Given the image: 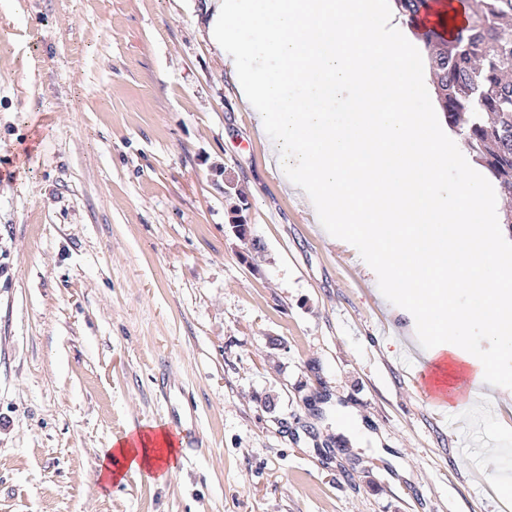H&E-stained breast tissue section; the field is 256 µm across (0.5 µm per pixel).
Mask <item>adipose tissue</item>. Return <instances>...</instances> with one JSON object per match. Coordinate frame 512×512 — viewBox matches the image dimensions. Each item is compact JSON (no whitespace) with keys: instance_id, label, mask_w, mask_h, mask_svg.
Returning a JSON list of instances; mask_svg holds the SVG:
<instances>
[{"instance_id":"obj_1","label":"adipose tissue","mask_w":512,"mask_h":512,"mask_svg":"<svg viewBox=\"0 0 512 512\" xmlns=\"http://www.w3.org/2000/svg\"><path fill=\"white\" fill-rule=\"evenodd\" d=\"M211 8L209 33L216 48L236 43L224 66L240 73L242 102L262 109L259 131L292 193L326 223L346 217L342 246L364 253L366 274L397 297V314L420 316L430 338L423 354L447 357L459 406L512 405V377L498 376L461 333L472 325L512 347V278L498 273L500 242L480 225L485 178L453 187L441 178L449 162L470 163L463 138L440 137L438 102L410 107L426 77L413 58L423 43L386 0H211ZM259 50L275 69L253 66ZM339 99L341 123L325 110ZM139 442L118 448L127 470L174 471L150 436ZM114 455L98 465L108 483L118 477Z\"/></svg>"}]
</instances>
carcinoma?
<instances>
[{"mask_svg": "<svg viewBox=\"0 0 512 512\" xmlns=\"http://www.w3.org/2000/svg\"><path fill=\"white\" fill-rule=\"evenodd\" d=\"M428 2L394 0L410 22ZM469 10L453 38L424 33L431 83L448 127L512 198V0H473Z\"/></svg>", "mask_w": 512, "mask_h": 512, "instance_id": "cac0c4a2", "label": "carcinoma"}]
</instances>
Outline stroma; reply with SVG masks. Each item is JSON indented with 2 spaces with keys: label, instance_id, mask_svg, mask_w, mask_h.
<instances>
[{
  "label": "stroma",
  "instance_id": "stroma-1",
  "mask_svg": "<svg viewBox=\"0 0 512 512\" xmlns=\"http://www.w3.org/2000/svg\"><path fill=\"white\" fill-rule=\"evenodd\" d=\"M205 5L0 0V512H512V464L459 446L512 448V411L423 401L408 320L270 162ZM161 367L202 452L104 484L164 421ZM225 188H224V194L227 198H236L239 202L238 204H233L230 207V211L233 210L235 213L231 212V222L229 224L230 232L239 240L243 242H247L250 244L252 240L259 239L257 236H255L252 233L251 225L247 223L246 218L242 216L243 211L248 210V203L246 199V196L244 192L238 188V193H235V196L232 193V189L235 188V184L232 180L225 179L224 180ZM245 199H243V198ZM137 443H140L142 448L127 447L131 444L135 446ZM151 443L152 440L150 435L145 434L142 436L138 434V439L134 437L130 442L125 441L120 444L119 448H108L107 453L102 455L101 461L98 464L99 478L109 484L112 483V480L118 479V477L121 476V470H116L121 469L124 462L120 457H114L115 454H119L124 458L125 467L129 471L139 472L142 470H160L165 466L161 476L159 477L160 480L165 479L175 470V457H170V450L166 456L163 454H157L155 448H149Z\"/></svg>",
  "mask_w": 512,
  "mask_h": 512
}]
</instances>
